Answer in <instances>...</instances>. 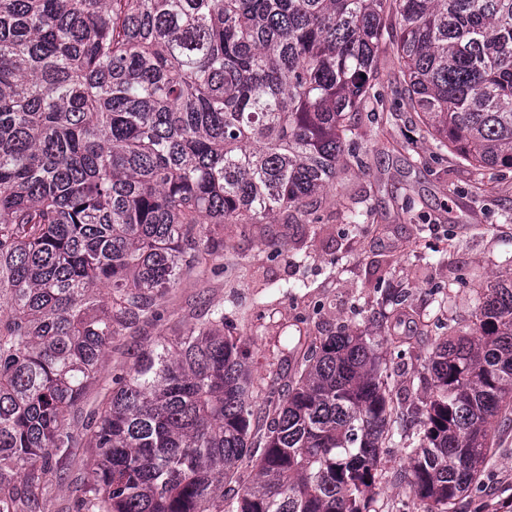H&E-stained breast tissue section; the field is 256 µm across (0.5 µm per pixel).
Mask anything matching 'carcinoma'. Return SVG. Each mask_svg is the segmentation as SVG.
<instances>
[{
  "label": "carcinoma",
  "instance_id": "obj_1",
  "mask_svg": "<svg viewBox=\"0 0 512 512\" xmlns=\"http://www.w3.org/2000/svg\"><path fill=\"white\" fill-rule=\"evenodd\" d=\"M390 15L436 148L512 169V0H0V512H43L79 446L77 512H376L395 437L425 512L479 485L512 414V281L440 338L411 439L379 342L346 330L254 439L222 311L138 353L84 443L67 422L119 330L224 250L212 227L274 224L336 180Z\"/></svg>",
  "mask_w": 512,
  "mask_h": 512
}]
</instances>
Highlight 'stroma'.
<instances>
[{"label": "stroma", "mask_w": 512, "mask_h": 512, "mask_svg": "<svg viewBox=\"0 0 512 512\" xmlns=\"http://www.w3.org/2000/svg\"><path fill=\"white\" fill-rule=\"evenodd\" d=\"M384 32L374 99L346 147L358 164L341 169L322 199L296 221L228 224L223 258L171 288L160 318L118 337L87 394L95 404L137 349L224 309L228 331L250 350L255 409L277 402L296 367L300 337L343 329L375 337L395 404L420 408L425 366L438 336L472 331L484 286L512 277V169L477 175L437 154L402 91ZM406 304L395 309L393 295ZM406 337L394 347L392 337ZM492 464L456 512H512V425L491 424ZM91 449H75L45 512H76ZM403 449L383 452L376 512H423L402 474Z\"/></svg>", "instance_id": "stroma-1"}]
</instances>
